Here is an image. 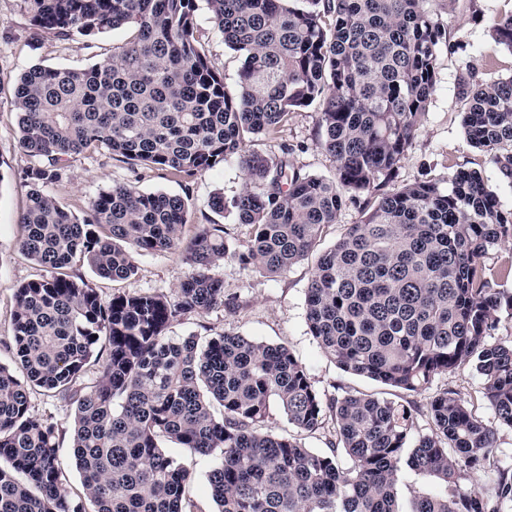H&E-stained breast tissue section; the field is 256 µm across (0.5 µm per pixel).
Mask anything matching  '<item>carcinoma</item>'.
Listing matches in <instances>:
<instances>
[{
  "label": "carcinoma",
  "mask_w": 512,
  "mask_h": 512,
  "mask_svg": "<svg viewBox=\"0 0 512 512\" xmlns=\"http://www.w3.org/2000/svg\"><path fill=\"white\" fill-rule=\"evenodd\" d=\"M239 54L237 88L210 65L197 28L200 3ZM31 26L63 39L124 28L112 57L74 71L35 66L11 105L32 160L20 251L47 275L18 287L12 336L0 345V512H201L186 495L189 469L173 442L220 454L209 474L214 512H402V466L433 478L410 512H512V466L497 456V429L512 430V344H489L512 295L493 287L489 251L512 243V209L481 173L458 169L448 187L420 181L389 189L435 90L437 57L450 46L430 0H23ZM512 50V13L492 26ZM458 94L462 128L512 187V77L474 80ZM316 105L317 143L336 176L290 159L247 153V141ZM99 149L130 165L185 179L236 157L241 193L209 207L250 228L238 243L222 224H198L184 245L192 273L174 294L102 297L69 273L87 263L127 280L137 257L175 249L188 201L128 183L101 190L79 217L46 186L76 157ZM351 204L358 224L318 256L306 320L323 352L347 373L409 394L464 365L483 382L496 425L444 387L422 407L371 395L318 391L287 347L223 332L199 342L168 329L238 297L212 274L231 259L263 276L304 260ZM100 365L92 382L87 367ZM75 404L72 448L84 496L66 488L58 427L30 413L28 390ZM296 429L326 435V449L266 430L272 406ZM429 432L415 436L417 417ZM491 473L488 489L468 473Z\"/></svg>",
  "instance_id": "obj_1"
}]
</instances>
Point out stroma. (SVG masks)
I'll return each instance as SVG.
<instances>
[{
    "label": "stroma",
    "instance_id": "stroma-1",
    "mask_svg": "<svg viewBox=\"0 0 512 512\" xmlns=\"http://www.w3.org/2000/svg\"><path fill=\"white\" fill-rule=\"evenodd\" d=\"M510 10L512 0H458L452 11L437 6L438 18L447 28L453 47L441 50L438 56L436 89L421 118L418 136L401 163L397 185L432 180L444 186L451 170L475 169L481 172L501 205L512 208V187L503 183L496 168L485 162L482 153L465 140L461 127L465 103L458 95V81L466 63H473L479 78L484 80L512 77V50L498 44L492 35L493 23ZM197 25L208 45L211 66L223 75L227 88H234L240 58L215 32L207 10L199 11ZM125 37V30L116 29L92 39L64 40L54 33L33 29L21 0H0V343L12 334L11 309L16 288L45 274L43 267L18 250L23 234L20 217L27 204L24 172L30 159L20 147L18 117L11 106L16 81L35 65L89 68L111 56L113 44ZM315 132V110L310 107L292 113L288 123L276 134L261 135L247 142L245 149L274 157L287 146L292 148V159L297 166L313 175L334 176L336 163L318 147ZM130 182L148 192L189 195L192 223H221L238 241H247L249 237L248 226L235 223L208 206L215 192H223L229 198L244 189V174L234 159L187 182L166 170L132 169L105 151L88 153L79 156L62 180L48 184L47 190L66 209L80 216L100 190L115 183ZM313 266L314 261L309 258L288 272L269 278L243 268L236 261L226 260L214 273L223 278L226 288L238 295L236 312L218 308L192 314L173 324L169 333L205 339L233 331L251 339L281 344L307 369L316 388L333 389L340 395L358 391L392 401H407V393L341 370L311 336L306 323V293ZM190 272V267L175 252L139 257L137 274L119 282L98 277L85 264L71 269L72 275L82 277L105 298L118 292L170 294ZM28 400L34 415L52 417L57 424L68 489L74 495L82 493L71 447L73 405L37 387L30 389ZM165 449L179 457L191 471L190 496L202 512H212L208 475L216 465V457L194 454L170 442Z\"/></svg>",
    "mask_w": 512,
    "mask_h": 512
}]
</instances>
